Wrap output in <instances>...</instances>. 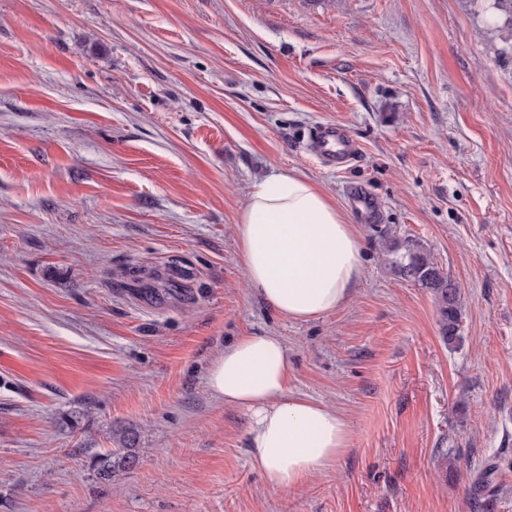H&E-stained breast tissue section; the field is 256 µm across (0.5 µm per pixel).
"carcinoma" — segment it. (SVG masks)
Instances as JSON below:
<instances>
[{
  "label": "carcinoma",
  "instance_id": "obj_1",
  "mask_svg": "<svg viewBox=\"0 0 512 512\" xmlns=\"http://www.w3.org/2000/svg\"><path fill=\"white\" fill-rule=\"evenodd\" d=\"M487 21L491 26L501 28L504 43L512 42V0H492ZM383 248L387 263L396 274L434 293L443 336L448 342H454L460 322L457 285L440 270L423 245L417 242L395 245L386 240ZM138 441V430L132 427L122 430L118 437L120 452L96 462L100 478L110 479L118 471L134 468L139 462L135 451Z\"/></svg>",
  "mask_w": 512,
  "mask_h": 512
}]
</instances>
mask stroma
<instances>
[{
  "instance_id": "obj_1",
  "label": "stroma",
  "mask_w": 512,
  "mask_h": 512,
  "mask_svg": "<svg viewBox=\"0 0 512 512\" xmlns=\"http://www.w3.org/2000/svg\"><path fill=\"white\" fill-rule=\"evenodd\" d=\"M489 0H0V512H512V53ZM347 126V168L309 151ZM279 172L357 223L363 274L322 317L248 288L235 225ZM422 244L460 288L386 265ZM353 439L293 491L207 388L238 337ZM139 430L138 465L93 461ZM350 199L356 212L366 221L373 222L376 218V205L373 198L362 187L350 191ZM383 241L384 253L391 269L404 280L414 282L434 293L443 336L448 343H453L457 339L460 322V292L457 285L440 270L420 243L407 242L403 246L392 245L386 239Z\"/></svg>"
}]
</instances>
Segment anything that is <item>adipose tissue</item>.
<instances>
[{"label":"adipose tissue","mask_w":512,"mask_h":512,"mask_svg":"<svg viewBox=\"0 0 512 512\" xmlns=\"http://www.w3.org/2000/svg\"><path fill=\"white\" fill-rule=\"evenodd\" d=\"M246 281L278 315L306 321L335 311L362 275L357 225L307 178L277 173L256 185L236 226ZM288 350L279 336L246 335L211 363L207 386L250 413L247 444L276 490L301 488L351 445L338 409L288 392Z\"/></svg>","instance_id":"adipose-tissue-1"}]
</instances>
